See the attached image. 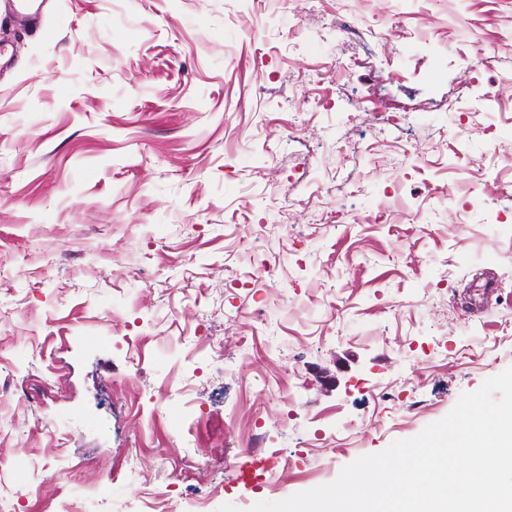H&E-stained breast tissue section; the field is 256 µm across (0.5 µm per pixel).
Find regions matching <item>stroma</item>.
<instances>
[{
	"label": "stroma",
	"instance_id": "stroma-1",
	"mask_svg": "<svg viewBox=\"0 0 512 512\" xmlns=\"http://www.w3.org/2000/svg\"><path fill=\"white\" fill-rule=\"evenodd\" d=\"M39 5L0 16V512H248L512 366V0Z\"/></svg>",
	"mask_w": 512,
	"mask_h": 512
}]
</instances>
